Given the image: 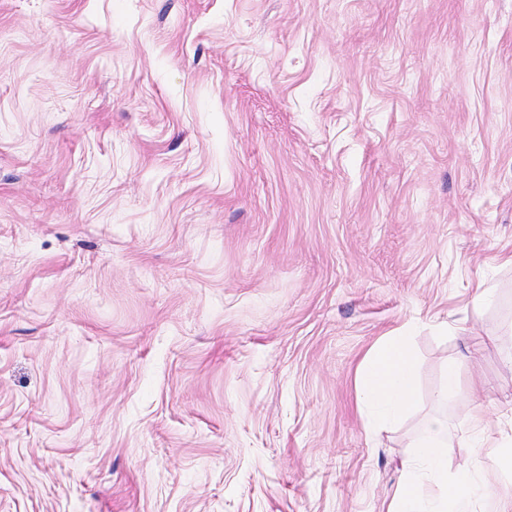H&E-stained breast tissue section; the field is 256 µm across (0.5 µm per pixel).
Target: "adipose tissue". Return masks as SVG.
Returning <instances> with one entry per match:
<instances>
[{
  "mask_svg": "<svg viewBox=\"0 0 512 512\" xmlns=\"http://www.w3.org/2000/svg\"><path fill=\"white\" fill-rule=\"evenodd\" d=\"M414 362L405 337L392 336L377 346L360 376V405L385 422H395L414 404ZM462 441L472 448H495L501 466L512 471V435L485 409H476ZM448 421L439 415L421 419L412 451L404 462L406 476L387 512H477L488 495L478 471L449 474Z\"/></svg>",
  "mask_w": 512,
  "mask_h": 512,
  "instance_id": "obj_1",
  "label": "adipose tissue"
}]
</instances>
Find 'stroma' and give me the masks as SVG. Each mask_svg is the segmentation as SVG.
Instances as JSON below:
<instances>
[{
	"label": "stroma",
	"instance_id": "stroma-1",
	"mask_svg": "<svg viewBox=\"0 0 512 512\" xmlns=\"http://www.w3.org/2000/svg\"><path fill=\"white\" fill-rule=\"evenodd\" d=\"M502 253L512 0H0V512H386L436 412L496 512ZM414 362L405 336H390L363 365L360 405L387 423L395 422L414 404ZM511 435L506 433L498 422H494L488 412L483 408L476 409L466 429L463 430L460 440L471 448H497L501 466L512 471V448H504V444L510 441Z\"/></svg>",
	"mask_w": 512,
	"mask_h": 512
}]
</instances>
